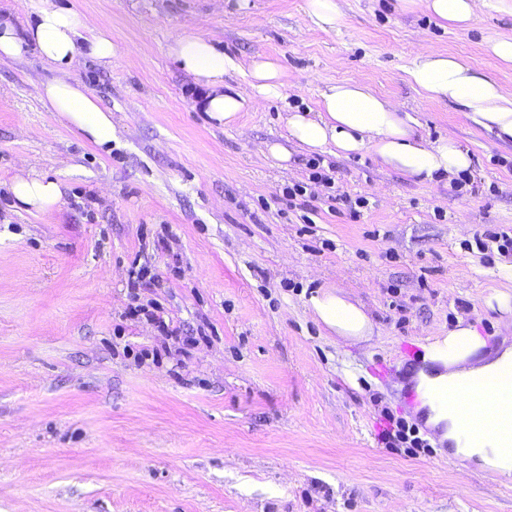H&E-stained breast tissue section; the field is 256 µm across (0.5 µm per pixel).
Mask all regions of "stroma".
Returning a JSON list of instances; mask_svg holds the SVG:
<instances>
[{
	"label": "stroma",
	"instance_id": "obj_1",
	"mask_svg": "<svg viewBox=\"0 0 512 512\" xmlns=\"http://www.w3.org/2000/svg\"><path fill=\"white\" fill-rule=\"evenodd\" d=\"M339 4L344 23L326 32L306 0H0L18 23L40 6L85 14L117 47L76 73L112 112L106 146L44 108L57 73L34 52L0 59V512H512V485L428 428L427 454L379 440L385 413L417 420L406 342L428 347L461 320L512 341L485 304L512 289L498 243L512 238V142L406 75L429 48L512 94V64L485 48L512 35V15L447 30L398 0ZM199 29L242 62L277 59L281 95L213 124L167 52ZM347 80L415 113L428 141L452 137L470 168L435 186L323 153L315 179L309 153L286 169L263 153L284 143L285 112ZM23 169L58 180L60 203L26 211L10 191ZM329 286L372 335L314 318L309 299ZM136 301L179 335L129 316Z\"/></svg>",
	"mask_w": 512,
	"mask_h": 512
}]
</instances>
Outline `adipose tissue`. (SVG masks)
<instances>
[{
    "mask_svg": "<svg viewBox=\"0 0 512 512\" xmlns=\"http://www.w3.org/2000/svg\"><path fill=\"white\" fill-rule=\"evenodd\" d=\"M404 12L421 10L444 28L468 26L486 8L512 13V0H399ZM33 50L57 71V78L40 90L44 107L62 115L90 141L105 145L112 141V112L76 79L86 60L107 66L117 48L109 30L95 25L87 16L68 8L44 7L25 27L10 18H0V58H19ZM184 73L201 87L198 105L221 126L234 125L240 113L258 108L280 94L283 72L274 58L258 56L242 65L224 53L216 38L195 32L172 39L168 46ZM245 74L247 91L227 82L228 76ZM409 81L432 101H455L472 118L498 138L512 140V95L480 72L467 60L443 52L417 54L406 69ZM317 112H290L286 118L288 145L269 144L268 152L281 163H289L293 149L348 157L373 153L380 162L406 177L434 183L439 178L466 170L471 156L452 138L430 144L418 134L417 120L401 111L368 85L357 80L331 84L319 92ZM14 198L36 211L56 206L62 197L59 183L45 176L19 174L10 185ZM310 309L327 329L337 335L361 338L371 335L372 322L363 308L333 291L313 296ZM485 339L475 327L460 323L441 341L432 344L426 357L434 372L417 369L411 380L421 395L420 412L440 440L454 446V455L491 471L498 481L512 483V453L489 438L475 445L461 433L458 423L464 406L449 409L436 398L444 385L461 391L475 385H512V346L493 355L484 351Z\"/></svg>",
    "mask_w": 512,
    "mask_h": 512,
    "instance_id": "obj_1",
    "label": "adipose tissue"
}]
</instances>
